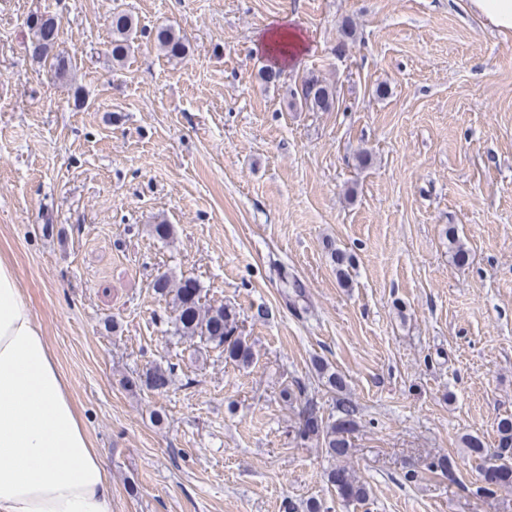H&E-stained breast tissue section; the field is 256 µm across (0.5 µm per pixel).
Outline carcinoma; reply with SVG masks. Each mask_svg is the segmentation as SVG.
Returning <instances> with one entry per match:
<instances>
[{"mask_svg": "<svg viewBox=\"0 0 512 512\" xmlns=\"http://www.w3.org/2000/svg\"><path fill=\"white\" fill-rule=\"evenodd\" d=\"M32 31L28 44L30 57L46 66L58 79L70 72V56L56 51L59 24L55 17L39 14L35 20H27ZM112 59L121 61L133 49L134 24L132 18L122 12L112 16ZM162 51L171 57H181L188 51L189 44L185 35L170 26H159L148 33ZM301 103L313 111H328L336 100L332 86L317 77L305 79L298 91ZM153 289L156 294L168 299L173 313L172 324L176 335L193 340L195 338L211 343L222 349L224 358L239 365L248 366L253 362V346L242 336L240 326L233 309L222 304L214 305L202 300L203 288L192 277L176 278L166 273L158 276ZM175 365L162 369L151 367L145 372L147 388L159 391L170 382ZM282 396L288 400L303 401L300 421L296 429V438L305 441L316 439L321 442L327 454L336 459H346L351 454L349 436L356 429V408L349 401H341L338 406L340 416L326 422L318 415L315 404L305 398V389L298 385L296 389L284 388ZM466 447L472 454L483 459V486L479 491L485 495H494L501 488L512 487V417L502 419L498 424V444L494 452H488L478 436L464 438ZM328 481L336 489L338 496L346 502H361L368 498L369 490L361 482L353 468L339 464L328 474Z\"/></svg>", "mask_w": 512, "mask_h": 512, "instance_id": "obj_1", "label": "carcinoma"}]
</instances>
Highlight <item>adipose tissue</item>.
<instances>
[{
    "mask_svg": "<svg viewBox=\"0 0 512 512\" xmlns=\"http://www.w3.org/2000/svg\"><path fill=\"white\" fill-rule=\"evenodd\" d=\"M260 44L279 68L304 48L285 23ZM111 499L56 355L0 258V512H111Z\"/></svg>",
    "mask_w": 512,
    "mask_h": 512,
    "instance_id": "1",
    "label": "adipose tissue"
}]
</instances>
